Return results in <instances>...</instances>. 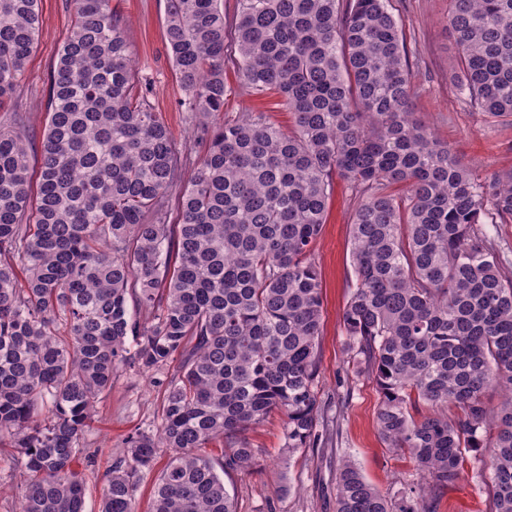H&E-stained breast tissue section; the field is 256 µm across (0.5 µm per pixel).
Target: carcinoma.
Here are the masks:
<instances>
[{"label": "carcinoma", "mask_w": 512, "mask_h": 512, "mask_svg": "<svg viewBox=\"0 0 512 512\" xmlns=\"http://www.w3.org/2000/svg\"><path fill=\"white\" fill-rule=\"evenodd\" d=\"M40 2L0 0V108L25 78ZM68 2L38 169L23 120L0 123V436L18 512H85L75 464L93 460L83 432L121 368L179 361L156 431L126 438L100 512H135L163 451L153 512H235L222 474L251 463L246 432L275 411L288 452L317 446L314 247L336 178L358 197L343 327L382 395L380 438L424 480L390 497L347 463L336 512H436L480 448L489 512H512V277L486 228L512 221V170L475 176L412 111L390 0H237L231 35L221 0H166L183 106L206 139L188 174L133 94L112 0ZM448 28L451 86L487 124L512 121V0H450ZM232 55L253 92L281 96L292 129L263 112L209 124ZM493 386L509 394L497 409ZM216 440L224 456L200 453ZM168 461V455L162 454L156 461L152 471L144 473L138 483L135 493L136 512H151L152 491L154 484Z\"/></svg>", "instance_id": "obj_1"}]
</instances>
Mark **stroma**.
Here are the masks:
<instances>
[{
  "label": "stroma",
  "mask_w": 512,
  "mask_h": 512,
  "mask_svg": "<svg viewBox=\"0 0 512 512\" xmlns=\"http://www.w3.org/2000/svg\"><path fill=\"white\" fill-rule=\"evenodd\" d=\"M122 19L134 59L138 88H149L155 112L178 145L191 155L202 154L182 106L185 92L167 48L165 0H112ZM405 24L406 45L415 72L414 110L442 141L448 142L473 173L487 177L512 169V122L486 124L462 96L449 86L456 50L446 25L448 0H391ZM42 30L22 83L0 110L22 113L34 138H42L50 107L48 87L57 54L70 25L66 0H41ZM224 114L265 112L269 120L291 128L292 118L277 95L258 96L245 87L239 67H225ZM354 198L343 181L333 183L326 221L315 247L323 281V330L319 338L320 368L316 389L328 423L318 447L294 454L284 451L283 417L273 414L249 430L257 454L244 469L226 473L224 485L236 512H336V475L354 463L382 493L396 494L419 486L422 477L406 452H392L380 440L375 416L380 394L361 372L349 348L342 312L353 277L350 229ZM173 369L142 374L120 370L103 398L83 440L94 451L93 462L79 460L87 482L86 510L99 512L103 476L120 454L123 440L135 432L155 430L167 381ZM465 474L450 484L436 512H488L487 493L477 465L466 460Z\"/></svg>",
  "instance_id": "1"
}]
</instances>
